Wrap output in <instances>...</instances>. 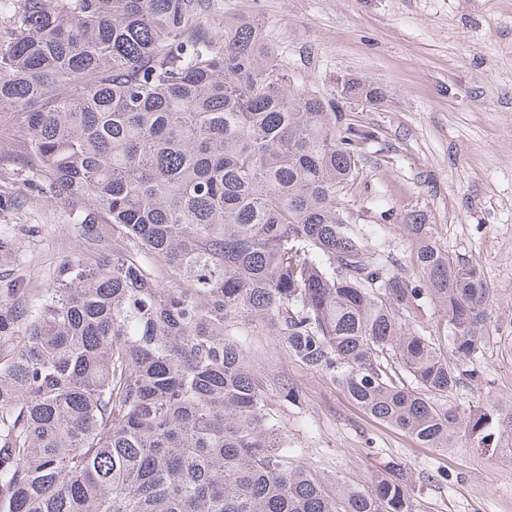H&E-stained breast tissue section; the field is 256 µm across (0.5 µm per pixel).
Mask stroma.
I'll use <instances>...</instances> for the list:
<instances>
[{
    "label": "stroma",
    "mask_w": 512,
    "mask_h": 512,
    "mask_svg": "<svg viewBox=\"0 0 512 512\" xmlns=\"http://www.w3.org/2000/svg\"><path fill=\"white\" fill-rule=\"evenodd\" d=\"M217 25L260 22L298 85L329 91L361 76L380 104L346 103L371 131L358 170L339 193L369 243L411 266L407 215H425L436 245L478 263L492 290L480 375L448 405L512 407V0H210ZM19 205L0 216L18 244L0 275L43 288L71 254L69 208L34 188L30 174L0 165ZM251 353L299 461L351 486L397 463L409 468L414 512H512V441L483 452L458 440L424 448L365 414L328 375L306 369L272 337ZM298 405L278 396L281 383ZM445 471L447 481L436 480Z\"/></svg>",
    "instance_id": "1"
}]
</instances>
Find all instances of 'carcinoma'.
Returning a JSON list of instances; mask_svg holds the SVG:
<instances>
[{"instance_id":"obj_1","label":"carcinoma","mask_w":512,"mask_h":512,"mask_svg":"<svg viewBox=\"0 0 512 512\" xmlns=\"http://www.w3.org/2000/svg\"><path fill=\"white\" fill-rule=\"evenodd\" d=\"M5 14L0 163L74 225L47 287L0 288V512H413L404 467L330 490L298 462L243 341L259 330L426 448L512 438V409L444 406L476 374L477 265L412 214L411 278L337 201L366 139L340 100L379 86L295 85L256 23L217 28L208 0ZM429 303L450 357L403 317Z\"/></svg>"}]
</instances>
